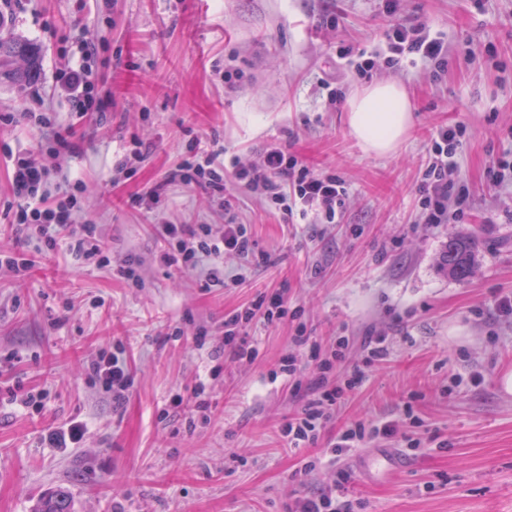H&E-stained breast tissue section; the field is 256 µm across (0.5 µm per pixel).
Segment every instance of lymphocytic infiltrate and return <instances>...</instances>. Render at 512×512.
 I'll list each match as a JSON object with an SVG mask.
<instances>
[{
	"label": "lymphocytic infiltrate",
	"instance_id": "1",
	"mask_svg": "<svg viewBox=\"0 0 512 512\" xmlns=\"http://www.w3.org/2000/svg\"><path fill=\"white\" fill-rule=\"evenodd\" d=\"M386 39L392 51L411 52L426 62L444 65L448 45L442 39L417 34L415 29L397 25L389 28ZM464 130L459 126H442L432 135V154L418 187L421 218L427 224L461 221L467 212L470 197L468 188H461L456 203H449L451 183L449 176L456 169V156L461 149ZM48 174L45 151L28 153L14 161L12 186L19 200L13 217L18 232L25 240H37L46 246H56L62 234H69L73 250L88 257L105 256L106 247L95 225L81 223L77 214L81 207L74 184H65L58 202H49L43 185ZM238 184L246 191L266 196L276 209L301 213L311 211L322 214L326 223H333L336 211L345 202L348 190L337 176L317 172L308 164L290 154L287 146L266 147L259 167L236 172ZM167 248L162 260L178 264L198 273L205 285L223 282L221 261L225 252L232 251L249 258L254 254V242L244 225L227 219L221 233H213L207 224H168L163 228ZM289 314L288 304L280 294L258 296L247 308L224 318L222 352L232 361L253 358L256 347L243 333L244 327L255 321L274 323ZM298 348L307 352L317 370V393L302 409L289 418L284 434L289 444L301 447L315 443L323 423L361 383L366 367L372 366L384 355L383 338L368 342L363 366L353 367L342 383L330 381L329 373L335 362L344 360L347 338H340L338 347L329 356H321L315 340L308 336L295 339Z\"/></svg>",
	"mask_w": 512,
	"mask_h": 512
}]
</instances>
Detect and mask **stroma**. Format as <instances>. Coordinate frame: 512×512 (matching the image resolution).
<instances>
[{
  "instance_id": "obj_1",
  "label": "stroma",
  "mask_w": 512,
  "mask_h": 512,
  "mask_svg": "<svg viewBox=\"0 0 512 512\" xmlns=\"http://www.w3.org/2000/svg\"><path fill=\"white\" fill-rule=\"evenodd\" d=\"M420 23L447 42L444 71L415 54L391 61L385 30ZM0 30L40 50L24 92L0 82V225L17 206L15 158L53 147L62 127L68 144L50 159L44 190L54 200L62 180L80 182L83 217L109 258L84 259L65 239L49 250L0 234V254L36 262L22 283L0 268V512H30L56 485L75 512H291L333 490L342 469L355 512H512V394L501 388L512 316L498 308L512 297V183L487 176L512 154V0H399L390 16L379 0H23ZM80 33L93 53L89 116L73 112L59 79L77 62ZM343 47L350 57H338ZM363 57L373 66L361 75ZM382 81L408 90L413 123L395 154L377 157L329 95ZM40 114L49 126L36 125ZM446 125L465 130L451 178L468 187L470 207L463 221L425 224L417 187L431 134ZM195 137L230 172L283 143L345 181L343 209L320 224L231 182L221 194L184 184L173 172ZM228 212L255 242L254 257L224 256L225 277L243 274L240 284L205 289L161 262L164 225L217 230ZM455 234L480 241L464 281L439 266ZM121 265L136 280L120 277ZM268 291L299 318L249 325L253 362L215 357L225 314ZM301 331L325 355L349 337L337 380L362 363L369 339L385 337L386 353L315 444L292 448L282 429L317 375L294 343ZM103 351L121 352L130 369L123 398L92 376ZM290 356L302 372L296 393L275 373ZM200 382L208 411L173 407ZM30 391L42 393L39 405H22ZM74 420L86 426L81 442L48 447L45 435ZM358 422L395 434L334 458ZM380 453L391 467L372 468Z\"/></svg>"
}]
</instances>
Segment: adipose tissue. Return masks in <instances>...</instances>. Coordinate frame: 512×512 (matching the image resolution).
Returning a JSON list of instances; mask_svg holds the SVG:
<instances>
[{
	"mask_svg": "<svg viewBox=\"0 0 512 512\" xmlns=\"http://www.w3.org/2000/svg\"><path fill=\"white\" fill-rule=\"evenodd\" d=\"M347 124L366 154H393L412 124L411 103L405 89L394 82L363 87L348 102Z\"/></svg>",
	"mask_w": 512,
	"mask_h": 512,
	"instance_id": "obj_1",
	"label": "adipose tissue"
}]
</instances>
